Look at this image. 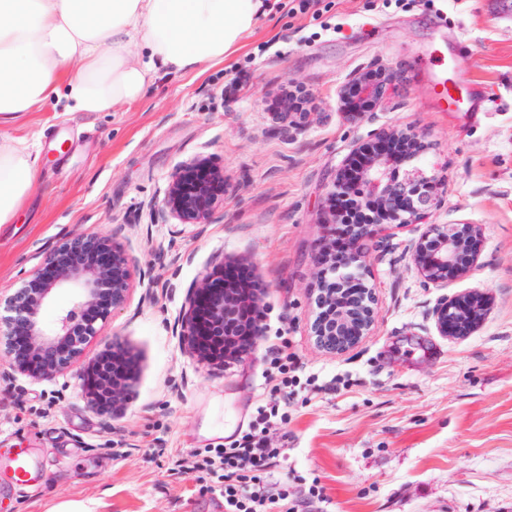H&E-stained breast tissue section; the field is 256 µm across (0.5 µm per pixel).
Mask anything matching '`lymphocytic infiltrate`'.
Instances as JSON below:
<instances>
[{"instance_id": "1", "label": "lymphocytic infiltrate", "mask_w": 512, "mask_h": 512, "mask_svg": "<svg viewBox=\"0 0 512 512\" xmlns=\"http://www.w3.org/2000/svg\"><path fill=\"white\" fill-rule=\"evenodd\" d=\"M224 285L233 289L241 302L226 323L223 337H201L200 345L208 352L233 359L254 344L252 297L259 285L242 267L225 269ZM289 347L287 337H272L268 397L257 406L247 431L224 447L196 450L177 461L178 467L208 477L213 489L224 497V512H273L275 504L288 497L287 485L275 476L283 451L273 446L269 433L287 424L288 400L301 384L299 364Z\"/></svg>"}]
</instances>
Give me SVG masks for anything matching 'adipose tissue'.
<instances>
[{"instance_id": "1", "label": "adipose tissue", "mask_w": 512, "mask_h": 512, "mask_svg": "<svg viewBox=\"0 0 512 512\" xmlns=\"http://www.w3.org/2000/svg\"><path fill=\"white\" fill-rule=\"evenodd\" d=\"M264 0H0V225L13 223L36 157L9 132L48 102L107 112L142 99L159 74L224 61Z\"/></svg>"}]
</instances>
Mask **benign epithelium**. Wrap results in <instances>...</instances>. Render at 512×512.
<instances>
[{
	"mask_svg": "<svg viewBox=\"0 0 512 512\" xmlns=\"http://www.w3.org/2000/svg\"><path fill=\"white\" fill-rule=\"evenodd\" d=\"M393 73L384 67L357 72L342 88L351 100L349 111L362 116L386 95ZM402 138L420 155L427 144L414 132L388 130L379 133L377 144ZM353 195L375 206L372 221L353 225L349 251L336 257L327 244L317 257L322 267L315 304L329 308L326 320L315 318L311 329L316 343L330 353L341 354L356 347L372 330L376 296L363 278L366 242L390 227L417 224L437 210L442 195L426 172L412 166L396 174L392 157L376 153L364 161L355 180L340 174L330 196ZM224 205V173L205 162L191 161L171 176L160 211L180 224H206L214 210ZM483 248L481 230L472 224H432L414 246L413 261L425 282L443 285L462 277L478 263ZM223 270L201 278L189 297L187 312L178 322V335L195 354L201 324L224 335V322L235 309V296L224 290ZM67 289L71 303L47 323L43 311L57 291ZM131 289V258L125 246L108 235L72 234L47 253L42 266L29 274L27 284L4 297L8 316L0 317V345L9 368L33 380H53L65 374L85 353L90 340L101 335L112 312L124 306ZM482 296L446 298L435 310V323L443 336H467L481 322ZM96 411L116 409L135 392L131 376L112 378L107 383V403L82 386Z\"/></svg>",
	"mask_w": 512,
	"mask_h": 512,
	"instance_id": "1",
	"label": "benign epithelium"
}]
</instances>
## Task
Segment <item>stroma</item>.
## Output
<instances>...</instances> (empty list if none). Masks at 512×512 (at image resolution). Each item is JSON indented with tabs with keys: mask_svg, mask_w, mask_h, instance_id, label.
Listing matches in <instances>:
<instances>
[{
	"mask_svg": "<svg viewBox=\"0 0 512 512\" xmlns=\"http://www.w3.org/2000/svg\"><path fill=\"white\" fill-rule=\"evenodd\" d=\"M268 2L221 64L159 76L120 110L49 103L12 127L40 154L32 194L15 223L0 226V292L20 288L51 247L79 232L117 234L136 268L128 302L70 372L0 379V457L38 448L54 462L47 481L20 490L0 471V512L89 499L101 512H224L208 478L174 469L172 457L247 430L276 335L317 377L271 434L284 451L275 475L296 499L316 481L331 512H512V13L499 0H324L316 14ZM459 30L468 50L452 58ZM425 56L445 65L449 86L466 72L486 87L490 111L431 107L417 75ZM379 66L397 77L385 104L352 118L341 88ZM294 85L308 95L296 123L275 107ZM391 127L428 142L422 161L443 204L370 243L375 325L355 348L329 353L311 334L315 256L334 234L326 199L353 150ZM192 160L223 170V208L207 224L154 219L172 171ZM459 223L483 232L477 266L443 287L425 283L414 243L430 225ZM235 263L264 289L263 334L224 367L198 364L174 326L200 278ZM475 289L488 302L479 327L440 335L439 299ZM115 336L132 352L137 387L111 415L90 408L79 374Z\"/></svg>",
	"mask_w": 512,
	"mask_h": 512,
	"instance_id": "35a3bbf8",
	"label": "stroma"
}]
</instances>
